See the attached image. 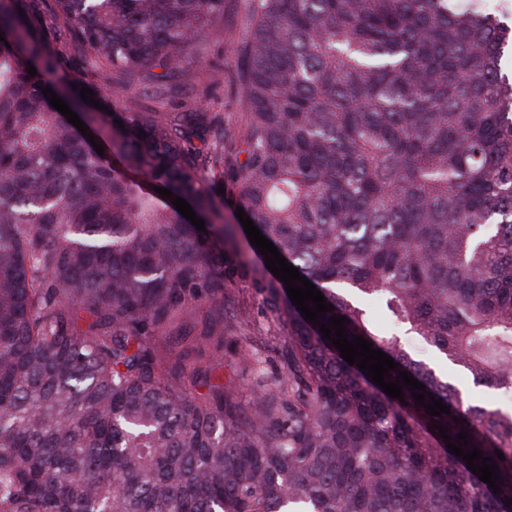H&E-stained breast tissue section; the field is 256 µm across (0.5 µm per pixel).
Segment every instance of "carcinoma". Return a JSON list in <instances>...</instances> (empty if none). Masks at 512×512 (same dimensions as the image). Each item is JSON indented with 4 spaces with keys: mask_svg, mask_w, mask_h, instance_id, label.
Instances as JSON below:
<instances>
[{
    "mask_svg": "<svg viewBox=\"0 0 512 512\" xmlns=\"http://www.w3.org/2000/svg\"><path fill=\"white\" fill-rule=\"evenodd\" d=\"M250 2L228 127L101 86L113 70L165 96L193 67L219 84L202 51L224 0H0V512H512V413L465 400L404 341L512 390V24L484 0ZM226 165L333 305L321 322L347 318V339L450 413L387 396L273 275L285 332L242 357L247 402L158 352V336L224 335ZM437 425L494 459L500 493Z\"/></svg>",
    "mask_w": 512,
    "mask_h": 512,
    "instance_id": "1",
    "label": "carcinoma"
}]
</instances>
